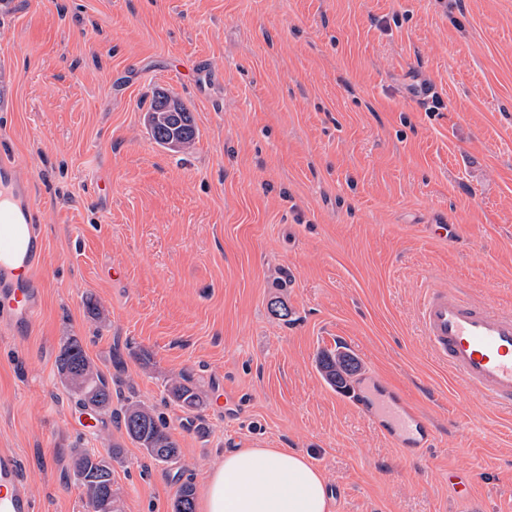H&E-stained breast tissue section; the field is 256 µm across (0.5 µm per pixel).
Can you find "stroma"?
Wrapping results in <instances>:
<instances>
[{"instance_id": "stroma-1", "label": "stroma", "mask_w": 512, "mask_h": 512, "mask_svg": "<svg viewBox=\"0 0 512 512\" xmlns=\"http://www.w3.org/2000/svg\"><path fill=\"white\" fill-rule=\"evenodd\" d=\"M2 60L0 159L44 293L30 331L0 325V448L36 512H85L78 449L111 460L120 512H172L234 448L307 455L335 512H512V415L456 384L416 315L427 284L512 311V0H0ZM161 93L191 148L153 142ZM72 336L175 460L82 425L56 367ZM340 343L430 418L425 457L324 382ZM181 375L198 418L169 396Z\"/></svg>"}]
</instances>
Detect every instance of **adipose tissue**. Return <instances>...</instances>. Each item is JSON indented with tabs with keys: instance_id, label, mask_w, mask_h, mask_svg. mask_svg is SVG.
<instances>
[{
	"instance_id": "1",
	"label": "adipose tissue",
	"mask_w": 512,
	"mask_h": 512,
	"mask_svg": "<svg viewBox=\"0 0 512 512\" xmlns=\"http://www.w3.org/2000/svg\"><path fill=\"white\" fill-rule=\"evenodd\" d=\"M202 512H334L322 472L285 448H237L210 472Z\"/></svg>"
}]
</instances>
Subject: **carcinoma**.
Returning <instances> with one entry per match:
<instances>
[{
    "label": "carcinoma",
    "instance_id": "obj_1",
    "mask_svg": "<svg viewBox=\"0 0 512 512\" xmlns=\"http://www.w3.org/2000/svg\"><path fill=\"white\" fill-rule=\"evenodd\" d=\"M160 104L161 100L155 99L149 113L152 139L160 146L171 139L180 148H189L195 138L191 112L180 102L174 111L161 112ZM318 367L326 382L338 391L347 390L361 369L357 358L342 344L336 345L334 350L321 352ZM57 370L61 382L79 397L82 407L97 417L112 412V389L87 357L78 339L71 338L62 346L57 358ZM169 395L175 404L188 412H195L203 405L200 393L179 380L171 383ZM118 419L129 439L145 449L152 459L167 463L176 458L178 446L151 408L129 398ZM72 464L75 476L84 486L96 489L112 484V465L107 459L87 451H78L73 455ZM173 512H195L191 484L184 483L177 490Z\"/></svg>",
    "mask_w": 512,
    "mask_h": 512
}]
</instances>
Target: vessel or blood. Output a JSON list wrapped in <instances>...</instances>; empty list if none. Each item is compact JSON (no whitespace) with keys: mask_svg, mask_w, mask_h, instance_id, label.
Wrapping results in <instances>:
<instances>
[{"mask_svg":"<svg viewBox=\"0 0 512 512\" xmlns=\"http://www.w3.org/2000/svg\"><path fill=\"white\" fill-rule=\"evenodd\" d=\"M43 242L29 204L0 207V322L30 329L42 299L37 256ZM418 319L431 354L470 393L512 411V312L466 299L458 289L425 288ZM351 402L381 435L409 455L425 454L434 431L420 410L382 375L351 391ZM0 512H35L16 454L0 450Z\"/></svg>","mask_w":512,"mask_h":512,"instance_id":"1","label":"vessel or blood"}]
</instances>
